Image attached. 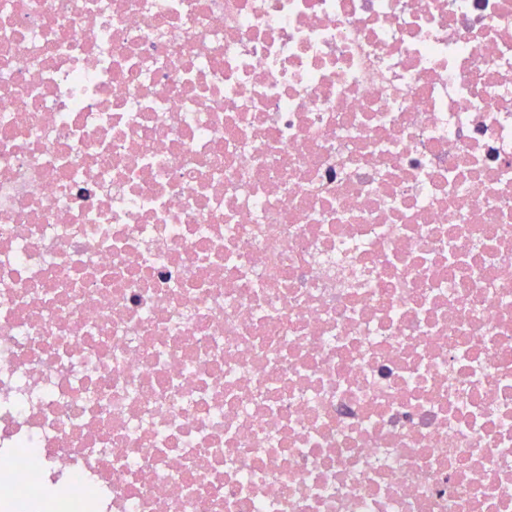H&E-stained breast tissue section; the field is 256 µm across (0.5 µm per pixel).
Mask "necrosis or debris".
<instances>
[{
  "instance_id": "1",
  "label": "necrosis or debris",
  "mask_w": 512,
  "mask_h": 512,
  "mask_svg": "<svg viewBox=\"0 0 512 512\" xmlns=\"http://www.w3.org/2000/svg\"><path fill=\"white\" fill-rule=\"evenodd\" d=\"M0 512H512V0H0Z\"/></svg>"
}]
</instances>
